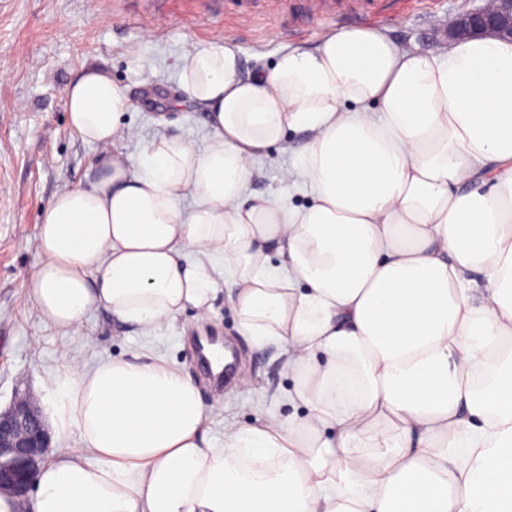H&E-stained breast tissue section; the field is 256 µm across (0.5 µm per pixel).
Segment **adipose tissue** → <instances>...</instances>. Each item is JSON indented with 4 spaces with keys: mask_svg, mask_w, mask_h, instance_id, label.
<instances>
[{
    "mask_svg": "<svg viewBox=\"0 0 512 512\" xmlns=\"http://www.w3.org/2000/svg\"><path fill=\"white\" fill-rule=\"evenodd\" d=\"M179 83L202 144L149 140L137 172L112 150L126 91L101 67L66 87L98 176L48 203L21 287L67 336L98 309L149 336L228 293L305 413L219 442L154 349L70 365L55 426L81 445L41 464L32 512H512V41L343 28L245 76L216 40ZM290 131L305 207L250 189Z\"/></svg>",
    "mask_w": 512,
    "mask_h": 512,
    "instance_id": "ef3b65f1",
    "label": "adipose tissue"
}]
</instances>
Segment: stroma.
Wrapping results in <instances>:
<instances>
[{
    "instance_id": "stroma-1",
    "label": "stroma",
    "mask_w": 512,
    "mask_h": 512,
    "mask_svg": "<svg viewBox=\"0 0 512 512\" xmlns=\"http://www.w3.org/2000/svg\"><path fill=\"white\" fill-rule=\"evenodd\" d=\"M484 0H369L363 10L306 13L296 0H259L244 11L238 0H0V408L15 388L28 389L46 422H53L54 378L73 361L93 364L128 357L149 346L191 377L212 410L211 434L223 440L225 424L285 417L284 391L294 385L281 349L256 346L241 336L236 311L219 296L209 320L185 311L158 337L89 312L76 336L45 321L20 285L38 266L39 224L60 191L97 177L98 149L74 131L64 90L85 66L107 67L131 107L126 134L115 144L131 170H139L144 141L178 137L200 146L206 114L182 94L180 60L197 45L227 37L239 49L243 72L271 68L285 46L310 49L341 27H372L398 44L439 52L449 43L451 19ZM288 158L270 148L257 163L254 189L277 204L306 205L288 182ZM220 336L239 350V381L215 391L198 364V336Z\"/></svg>"
}]
</instances>
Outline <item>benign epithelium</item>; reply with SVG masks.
Listing matches in <instances>:
<instances>
[{
  "mask_svg": "<svg viewBox=\"0 0 512 512\" xmlns=\"http://www.w3.org/2000/svg\"><path fill=\"white\" fill-rule=\"evenodd\" d=\"M448 36L512 40V0H487L482 7L453 18ZM49 448L51 437L40 409L29 393L16 392L12 404L0 411V493L24 504Z\"/></svg>",
  "mask_w": 512,
  "mask_h": 512,
  "instance_id": "7a95c632",
  "label": "benign epithelium"
}]
</instances>
